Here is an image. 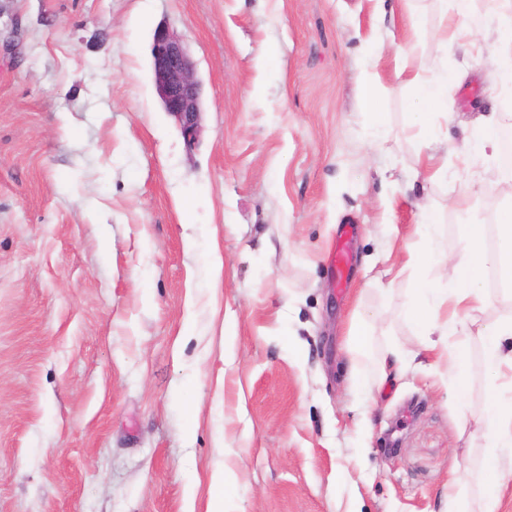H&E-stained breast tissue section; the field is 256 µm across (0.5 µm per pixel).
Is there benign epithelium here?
<instances>
[{
	"mask_svg": "<svg viewBox=\"0 0 512 512\" xmlns=\"http://www.w3.org/2000/svg\"><path fill=\"white\" fill-rule=\"evenodd\" d=\"M151 65L162 107L174 118L185 141L199 142L203 112V88L196 66L178 34L166 27L156 28L151 45Z\"/></svg>",
	"mask_w": 512,
	"mask_h": 512,
	"instance_id": "1",
	"label": "benign epithelium"
}]
</instances>
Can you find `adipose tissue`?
<instances>
[{
  "instance_id": "obj_1",
  "label": "adipose tissue",
  "mask_w": 512,
  "mask_h": 512,
  "mask_svg": "<svg viewBox=\"0 0 512 512\" xmlns=\"http://www.w3.org/2000/svg\"><path fill=\"white\" fill-rule=\"evenodd\" d=\"M425 58L398 55L396 69L405 75L408 83L420 84L421 92L429 103V111L420 113L422 124H430L433 112L448 111V76L440 74L429 82H420L421 71L426 70ZM420 227L425 234L418 247H408L405 266L418 281L413 302L405 311L406 319L414 322L422 338L421 347L437 352L452 374V390L457 397H466L465 378L467 352L459 335L464 329L463 318L470 311L486 306L489 294L485 279L493 267L512 269V211L498 217L499 247L490 250L483 225L473 224L458 264L456 287L441 286L433 276L445 261L444 252L436 238L437 219L428 209L420 213ZM484 364L494 381L489 403L490 430L479 469H466L453 484L446 497L444 512H497L498 487L491 476L503 465H512V317L488 325L481 333Z\"/></svg>"
}]
</instances>
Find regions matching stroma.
I'll return each instance as SVG.
<instances>
[{
    "label": "stroma",
    "instance_id": "stroma-1",
    "mask_svg": "<svg viewBox=\"0 0 512 512\" xmlns=\"http://www.w3.org/2000/svg\"><path fill=\"white\" fill-rule=\"evenodd\" d=\"M489 7L441 51L445 0H0V512H206L222 465L230 512H439L487 440L477 330L512 292L465 322L466 399L431 353L378 366L420 343L421 207L451 287L469 225L512 208L501 153L468 150L512 128ZM161 25L203 83L192 149L156 93ZM401 50L448 75L431 128ZM419 351H410L402 347H396L394 349L389 350L387 358L384 361L382 377L385 378L387 376L386 369H396L398 371L405 369L408 367L411 362H413L418 356Z\"/></svg>",
    "mask_w": 512,
    "mask_h": 512
}]
</instances>
